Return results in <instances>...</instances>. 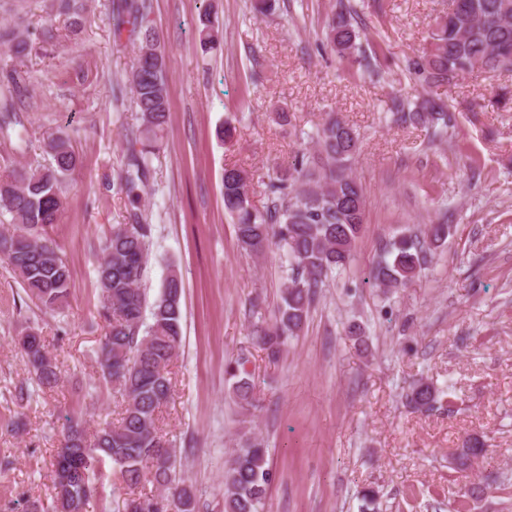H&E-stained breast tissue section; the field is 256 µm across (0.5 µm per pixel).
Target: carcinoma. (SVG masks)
Instances as JSON below:
<instances>
[{
  "label": "carcinoma",
  "instance_id": "obj_1",
  "mask_svg": "<svg viewBox=\"0 0 512 512\" xmlns=\"http://www.w3.org/2000/svg\"><path fill=\"white\" fill-rule=\"evenodd\" d=\"M58 10L66 16L69 32L78 35L83 0H59ZM115 11V35L121 36L127 24L138 41L127 77L138 125L131 131L125 168L112 182L131 206L128 223L112 225L97 269L106 323L99 363L104 383L118 385L125 405L117 423L105 421L91 434L81 421L69 420L65 446L57 449L52 464L54 509L86 512L100 497L103 476L95 468L108 460L121 478L120 486L112 489L113 496L121 499L119 512H197L196 495L177 470L172 441L159 427V413L173 391L169 366L182 343V280L170 270L152 300L144 287L152 225L141 209V191L169 120L165 52L149 19L147 0H118ZM357 17L349 0H338L322 43L339 61L358 63L369 71L367 57L358 54ZM0 45L17 54L26 49V41L13 30H0ZM409 69L430 88L448 86L476 69L512 71V0H453L431 28L428 47L410 61ZM28 84V73L16 67L0 75L1 133L22 124L15 103ZM390 111L395 121L424 128L432 142L447 136L452 127L448 103L438 95L420 104L395 95ZM311 139L312 152L269 178L267 203L261 209L251 200L245 172L235 166L224 169V212L234 224L238 246L258 255L275 244L287 263L288 285L272 321L252 331V339L270 361L279 360L288 341L303 332L316 294L328 278L350 270L365 224V188L352 169L359 133L330 115ZM47 147L49 164L23 166L0 178V210L11 216L14 226L13 232L0 233V258L11 266L28 298L54 310L68 296L71 272L48 229L61 221L65 183L77 157L62 130L48 136ZM452 234V225L439 223L427 225L422 238L412 234L395 238L369 269L366 283L388 289L405 285ZM19 346L36 384L48 389L57 385L58 365L41 336L27 333L19 338ZM248 362L241 355L226 367L232 394L242 404L254 398ZM406 402L416 411H430L441 402V393L421 380L406 394ZM485 452L484 441L473 438L454 457L455 468L467 472ZM274 478L263 441L242 438L224 470V512H263Z\"/></svg>",
  "mask_w": 512,
  "mask_h": 512
}]
</instances>
